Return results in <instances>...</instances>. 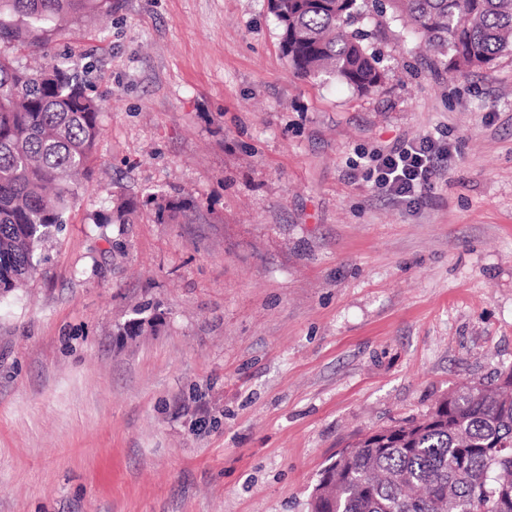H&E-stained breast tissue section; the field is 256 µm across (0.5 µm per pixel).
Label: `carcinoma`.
Listing matches in <instances>:
<instances>
[{
	"instance_id": "obj_1",
	"label": "carcinoma",
	"mask_w": 512,
	"mask_h": 512,
	"mask_svg": "<svg viewBox=\"0 0 512 512\" xmlns=\"http://www.w3.org/2000/svg\"><path fill=\"white\" fill-rule=\"evenodd\" d=\"M109 0H0V45L104 10ZM294 71L377 88L380 57L355 23L380 0H268ZM451 74L512 56V0H385ZM102 99L59 63L30 69L0 52V294L27 281L62 229L103 135ZM136 203L98 212L127 224ZM169 201L156 214L188 216ZM310 512H512V370L459 388L424 418L364 435L320 473Z\"/></svg>"
}]
</instances>
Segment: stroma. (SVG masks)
I'll list each match as a JSON object with an SVG mask.
<instances>
[{
    "label": "stroma",
    "mask_w": 512,
    "mask_h": 512,
    "mask_svg": "<svg viewBox=\"0 0 512 512\" xmlns=\"http://www.w3.org/2000/svg\"><path fill=\"white\" fill-rule=\"evenodd\" d=\"M359 26L387 72L364 95L297 76L267 0L45 32L92 64L104 133L0 297V512H309L348 443L512 369V57L453 76L390 15ZM424 136L435 189L382 193L376 154ZM114 192L139 206L97 227Z\"/></svg>",
    "instance_id": "obj_1"
}]
</instances>
